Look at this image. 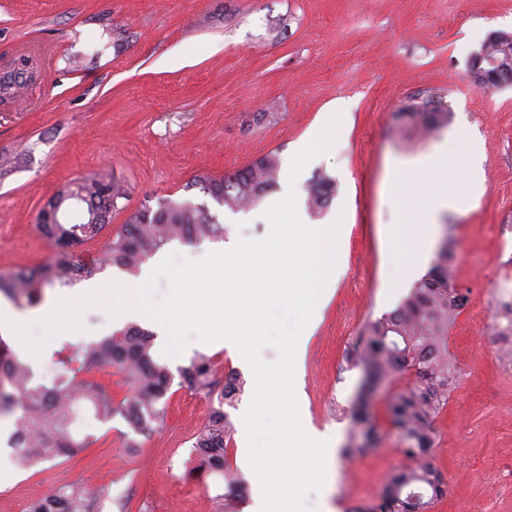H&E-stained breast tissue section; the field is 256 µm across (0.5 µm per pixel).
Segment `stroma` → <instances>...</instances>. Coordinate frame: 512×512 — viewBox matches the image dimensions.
<instances>
[{
	"mask_svg": "<svg viewBox=\"0 0 512 512\" xmlns=\"http://www.w3.org/2000/svg\"><path fill=\"white\" fill-rule=\"evenodd\" d=\"M512 33V0H0V63L26 47L51 42L48 76L0 104V270L38 265L52 253L36 228L57 191L107 168L128 195L107 230L78 249L87 260L104 250L129 212L166 198L207 204L224 238L264 237V217L282 191L236 213L209 200L191 182L221 177L277 152L288 162L297 145L322 130L330 108L344 105L336 138L296 180L298 201L317 174L336 182L324 210L349 215L336 244V284L319 306L294 379L303 424L333 439L353 433L350 408L363 377L348 357L368 319L394 310L420 280L400 275L383 230L400 223L404 203L391 186L394 160L430 152L465 133L478 150L482 187L465 195L456 171L448 188L463 206L446 215L435 237L451 235L456 285L467 305L448 331L457 365L448 404L436 419L430 461L448 484L428 512H512V362L500 357L495 305L500 279L512 278V85L483 88L470 77L474 51L497 32ZM443 94L451 114L433 136L410 139L399 112L413 97ZM111 301L84 307L74 329L48 337L32 356L36 377L54 378V351L119 330ZM154 355L172 375L165 422L131 448L121 417L87 420L96 444L71 459L24 469L0 455V512H27L33 499L64 483L92 494L95 512H219V498L241 474L229 443L224 473L192 451L212 405L182 384L196 355L217 363L216 376L247 373L228 348L191 339L177 355ZM404 373L381 386L373 420L380 445L335 456V476L308 505L327 496L334 512L380 503L395 471L411 465L385 412Z\"/></svg>",
	"mask_w": 512,
	"mask_h": 512,
	"instance_id": "35a3bbf8",
	"label": "stroma"
}]
</instances>
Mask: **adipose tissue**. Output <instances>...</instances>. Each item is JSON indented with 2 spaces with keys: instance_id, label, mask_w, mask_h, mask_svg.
<instances>
[{
  "instance_id": "adipose-tissue-1",
  "label": "adipose tissue",
  "mask_w": 512,
  "mask_h": 512,
  "mask_svg": "<svg viewBox=\"0 0 512 512\" xmlns=\"http://www.w3.org/2000/svg\"><path fill=\"white\" fill-rule=\"evenodd\" d=\"M464 153L462 142L440 143L429 153L396 163L392 173L401 191L414 195L428 189V200L420 207L408 208L402 223L391 231L393 257L397 265L418 268L426 261L436 224L444 213L457 211L459 197L443 184L449 151Z\"/></svg>"
}]
</instances>
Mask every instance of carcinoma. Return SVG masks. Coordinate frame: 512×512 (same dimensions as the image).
Returning <instances> with one entry per match:
<instances>
[{"instance_id":"carcinoma-1","label":"carcinoma","mask_w":512,"mask_h":512,"mask_svg":"<svg viewBox=\"0 0 512 512\" xmlns=\"http://www.w3.org/2000/svg\"><path fill=\"white\" fill-rule=\"evenodd\" d=\"M481 50L508 65L512 76V34L500 32ZM23 69L0 74V102L17 95L26 85ZM402 129L409 134L430 136L448 125V105L434 93L409 104L400 113ZM281 162L269 152L245 167L221 178L196 179L220 206L231 212L249 209L279 183ZM306 202L314 213L328 207L336 184L319 176L306 185ZM123 186L108 173H95L60 189V209L48 202L38 213L37 228L52 244L48 260L31 270L0 271V296L19 307L35 306L46 287L71 288L92 278L107 265L136 273L141 265L165 245L179 241L193 244L224 239V225L203 204L165 199L156 210L130 212L120 230L113 234L105 256L82 263L75 248L96 237L107 226L112 209L124 198ZM77 198L84 210H67ZM466 304V295L455 286V267L448 263V238L438 250V262L414 285L393 311L367 321L360 332L356 365L363 378L353 405L355 432L345 452L352 455L370 449L377 440L372 422L371 398L374 387L397 372L414 375L413 385L391 394L386 415L399 433L402 451L424 463L404 467L388 481L383 502L363 512H426L433 500L444 494L443 482L425 459L435 447L433 422L448 405V386L455 364L448 355V328ZM499 336H512V303L496 312ZM154 333L127 326L97 342L65 344L54 353L57 374L47 385L35 379L32 364L16 355L0 338V412L22 411L9 446L20 465L43 460L71 458L90 447L96 438L81 435L75 427V406L86 403L93 418L101 423L121 416L135 432L149 437L164 422L160 408L168 397L172 375L153 353ZM116 367L123 374L128 393L118 399L112 386L97 381L94 374ZM213 359L198 355L181 370L189 388L203 391L214 403L210 421L195 437L192 448L202 450L210 470L224 475L226 440L232 426L225 407L235 406L246 381L233 374L218 386ZM95 498L70 486L30 503L27 512H94Z\"/></svg>"}]
</instances>
